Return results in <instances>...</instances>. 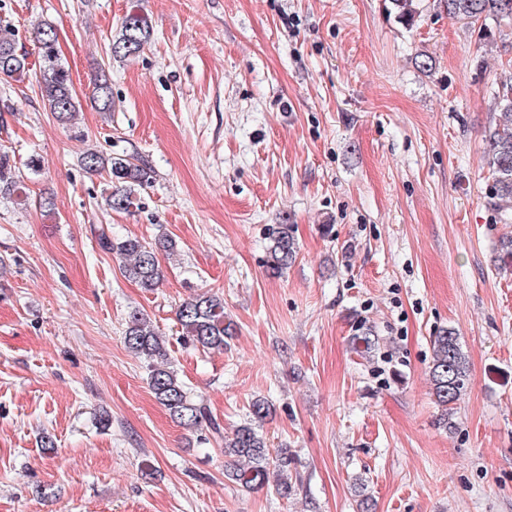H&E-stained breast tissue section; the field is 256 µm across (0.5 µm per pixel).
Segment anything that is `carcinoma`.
<instances>
[{"mask_svg": "<svg viewBox=\"0 0 512 512\" xmlns=\"http://www.w3.org/2000/svg\"><path fill=\"white\" fill-rule=\"evenodd\" d=\"M387 12L399 21L411 23L417 14L415 0H388ZM448 13L480 23L478 36L490 39V19L496 24L512 23V0H446ZM152 38L148 17L137 11L128 12L118 37L109 46L113 57L128 58L144 50ZM40 58L39 90L45 108L62 124L74 125L81 107L73 89L69 70L59 57L57 32L50 23H42L33 33ZM29 71L27 56L16 43L14 31L0 26V74L21 79ZM499 108L498 121L488 127L486 163L488 179L486 197L500 216V222L512 224V79L501 81L494 90ZM89 101L99 112L112 111V86L106 74L94 80ZM83 169L90 174L108 173L112 191L105 198L108 208L128 212L139 208L141 191L152 184L154 171L144 161L131 155L111 156L97 149L87 150L81 158ZM0 195L28 200L25 176L12 170L9 156L0 154ZM266 267L272 276H279L296 262L298 243L294 225L273 224L268 228ZM100 247L121 260V273L147 291L156 288L163 278L158 255H172L178 247L176 239L161 234L152 243L137 237L114 241L106 233L99 235ZM177 323L185 343L202 350L222 351L235 334L231 322L224 320V298L205 293L189 299L176 311ZM123 340L132 353L150 363L148 385L155 398L170 416L186 431L196 432L203 424L219 430L206 408L191 401L177 372L171 366L164 336L144 314L132 311L126 321ZM430 379L434 401L441 408V421L452 429L454 404L469 384V369L457 332L445 329L432 340ZM272 413L271 404L256 398L249 405V419L224 436V456L231 458L232 467L224 477L244 488L263 485L271 473L276 474V491L286 496L291 491L289 475L292 458L286 448H273L261 431L262 424Z\"/></svg>", "mask_w": 512, "mask_h": 512, "instance_id": "cac0c4a2", "label": "carcinoma"}]
</instances>
